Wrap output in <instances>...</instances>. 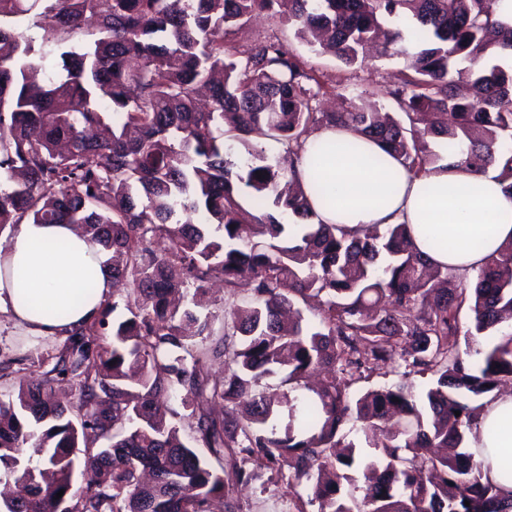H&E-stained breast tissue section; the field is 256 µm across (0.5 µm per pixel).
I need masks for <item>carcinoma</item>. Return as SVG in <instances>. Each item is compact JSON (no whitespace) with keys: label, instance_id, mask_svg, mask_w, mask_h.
Returning <instances> with one entry per match:
<instances>
[{"label":"carcinoma","instance_id":"1","mask_svg":"<svg viewBox=\"0 0 512 512\" xmlns=\"http://www.w3.org/2000/svg\"><path fill=\"white\" fill-rule=\"evenodd\" d=\"M288 2L296 37L348 67L373 49L405 56L387 91L399 112L352 98L319 112L320 83L277 36L224 41L277 18L281 0H0V234L79 224L112 255L113 284L131 286L0 398V479L24 491L0 512H212L217 498L241 512L233 487L256 468L306 484L317 512H512L466 446L473 400L512 383V241L470 282L429 264L405 224L312 223L294 170L314 132L342 127L415 175L446 159L498 170L512 193V73L494 62L512 53V26L495 0ZM34 10L42 41L64 48L56 73L17 28ZM262 139L286 144L288 169ZM216 281L247 296L205 347L209 320L172 296ZM312 298L307 320L298 304ZM121 306L129 316L108 325ZM465 307V335L498 337L477 363L459 348ZM109 327L111 342L92 340ZM387 367L401 379L351 394ZM62 383L77 409L55 400ZM163 397L190 411L188 435Z\"/></svg>","mask_w":512,"mask_h":512}]
</instances>
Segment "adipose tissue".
Returning <instances> with one entry per match:
<instances>
[{
  "label": "adipose tissue",
  "mask_w": 512,
  "mask_h": 512,
  "mask_svg": "<svg viewBox=\"0 0 512 512\" xmlns=\"http://www.w3.org/2000/svg\"><path fill=\"white\" fill-rule=\"evenodd\" d=\"M302 185L319 180L333 197L315 205L319 222L358 232L372 224H405L432 264L458 275L477 271L512 240V196L496 171L484 173L439 163L414 175L379 143L350 130L312 134L296 164ZM93 289L82 293L84 281ZM101 246L71 224L25 222L0 240V315L38 336L78 331L99 314L112 293ZM63 310V319L47 317ZM491 463L489 476L512 492V472L499 457L512 454V392L486 398L469 436Z\"/></svg>",
  "instance_id": "ef3b65f1"
}]
</instances>
